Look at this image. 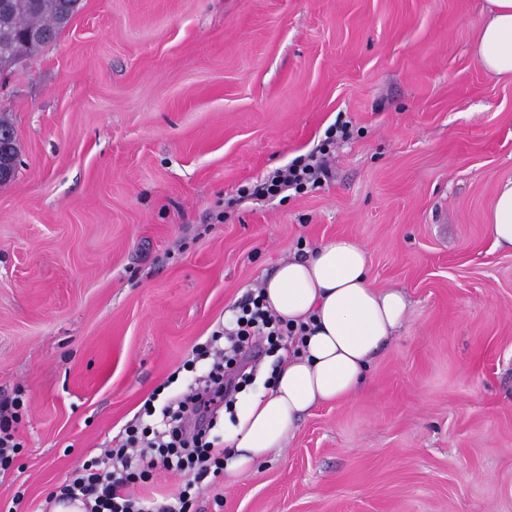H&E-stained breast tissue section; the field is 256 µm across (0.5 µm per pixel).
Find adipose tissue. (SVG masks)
<instances>
[{
	"label": "adipose tissue",
	"mask_w": 512,
	"mask_h": 512,
	"mask_svg": "<svg viewBox=\"0 0 512 512\" xmlns=\"http://www.w3.org/2000/svg\"><path fill=\"white\" fill-rule=\"evenodd\" d=\"M487 4L478 26V61L512 79V0ZM489 230L497 247L512 250V177L496 189ZM262 288L267 307L281 320L305 324L306 333L269 388L239 391L225 409V470L232 476L283 447L300 416L352 396L408 308L401 290L374 286L365 249L343 236L283 262Z\"/></svg>",
	"instance_id": "1"
}]
</instances>
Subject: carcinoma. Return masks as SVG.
<instances>
[{"instance_id":"carcinoma-1","label":"carcinoma","mask_w":512,"mask_h":512,"mask_svg":"<svg viewBox=\"0 0 512 512\" xmlns=\"http://www.w3.org/2000/svg\"><path fill=\"white\" fill-rule=\"evenodd\" d=\"M82 9V0H12L0 10V76L22 66Z\"/></svg>"}]
</instances>
